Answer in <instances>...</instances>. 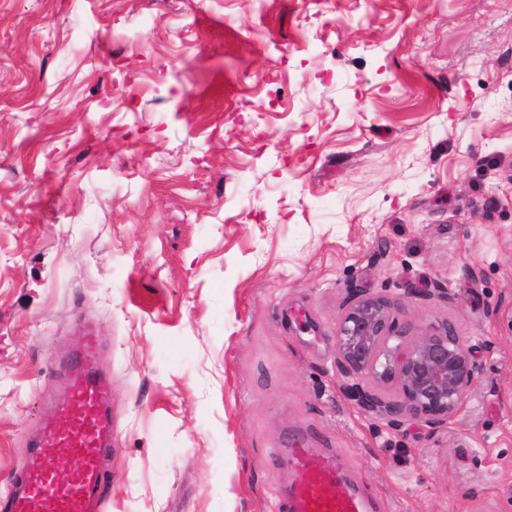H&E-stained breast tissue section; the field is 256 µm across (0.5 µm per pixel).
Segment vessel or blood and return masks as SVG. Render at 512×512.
<instances>
[{"label": "vessel or blood", "mask_w": 512, "mask_h": 512, "mask_svg": "<svg viewBox=\"0 0 512 512\" xmlns=\"http://www.w3.org/2000/svg\"><path fill=\"white\" fill-rule=\"evenodd\" d=\"M99 360V340L90 333L64 361L68 395L30 439L10 491L0 496V512H102L112 447V384ZM51 448L64 449L75 467L62 468L48 456ZM275 454L288 473L276 494L275 512H378L377 498L335 449L310 448L296 439Z\"/></svg>", "instance_id": "1"}]
</instances>
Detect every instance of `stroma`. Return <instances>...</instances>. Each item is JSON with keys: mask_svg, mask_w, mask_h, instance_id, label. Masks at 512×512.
I'll return each mask as SVG.
<instances>
[{"mask_svg": "<svg viewBox=\"0 0 512 512\" xmlns=\"http://www.w3.org/2000/svg\"><path fill=\"white\" fill-rule=\"evenodd\" d=\"M351 288L471 341L448 426L344 393ZM89 327L107 512H272L294 433L512 512V0H0V495Z\"/></svg>", "mask_w": 512, "mask_h": 512, "instance_id": "obj_1", "label": "stroma"}]
</instances>
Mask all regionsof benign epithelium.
I'll return each instance as SVG.
<instances>
[{"instance_id":"obj_1","label":"benign epithelium","mask_w":512,"mask_h":512,"mask_svg":"<svg viewBox=\"0 0 512 512\" xmlns=\"http://www.w3.org/2000/svg\"><path fill=\"white\" fill-rule=\"evenodd\" d=\"M342 389L360 410L390 427L401 415L438 429L463 409L475 376L473 346L448 325L432 326L408 342L390 302L349 291L336 329L334 357ZM394 381L400 399L387 400L369 382Z\"/></svg>"}]
</instances>
